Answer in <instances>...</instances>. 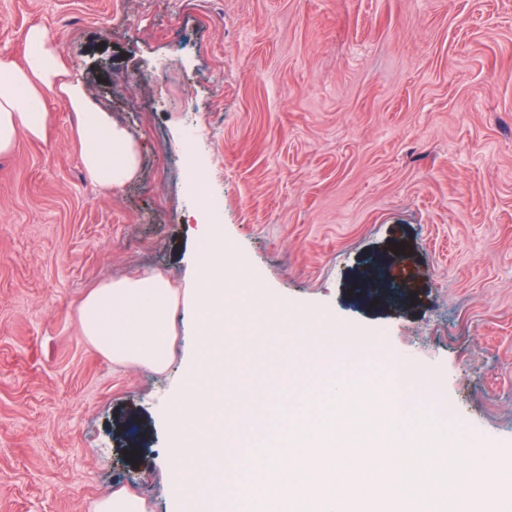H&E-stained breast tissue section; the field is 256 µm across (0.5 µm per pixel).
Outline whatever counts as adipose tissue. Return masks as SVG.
I'll list each match as a JSON object with an SVG mask.
<instances>
[{
	"label": "adipose tissue",
	"instance_id": "1",
	"mask_svg": "<svg viewBox=\"0 0 512 512\" xmlns=\"http://www.w3.org/2000/svg\"><path fill=\"white\" fill-rule=\"evenodd\" d=\"M24 42L23 62L0 56V153L9 151L21 134L46 138L51 117L43 92L48 89L79 118L81 163L87 179L104 188L132 181L141 160L137 139L72 76L43 27H29Z\"/></svg>",
	"mask_w": 512,
	"mask_h": 512
}]
</instances>
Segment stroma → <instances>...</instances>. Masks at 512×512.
<instances>
[{"instance_id":"35a3bbf8","label":"stroma","mask_w":512,"mask_h":512,"mask_svg":"<svg viewBox=\"0 0 512 512\" xmlns=\"http://www.w3.org/2000/svg\"><path fill=\"white\" fill-rule=\"evenodd\" d=\"M35 24L143 150L133 181L92 185L49 92L46 139L0 154V512H93L118 490L174 512L197 339L160 372L117 365L77 309L119 277L184 287L205 247L194 158L252 274L226 283L225 406L234 364L280 349L261 297L383 340L335 366L374 390L370 416L400 363L436 378L419 410L512 455V0H0V55L22 60Z\"/></svg>"}]
</instances>
